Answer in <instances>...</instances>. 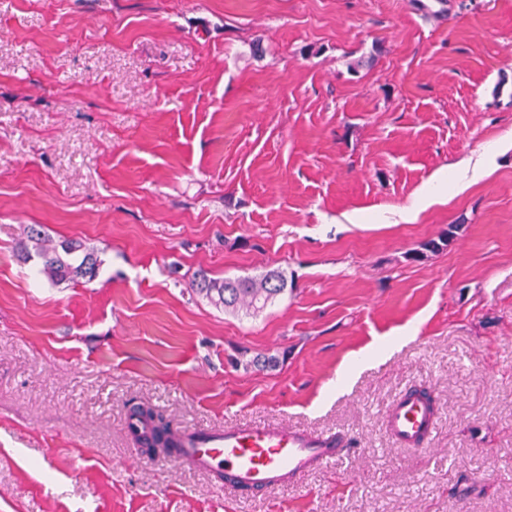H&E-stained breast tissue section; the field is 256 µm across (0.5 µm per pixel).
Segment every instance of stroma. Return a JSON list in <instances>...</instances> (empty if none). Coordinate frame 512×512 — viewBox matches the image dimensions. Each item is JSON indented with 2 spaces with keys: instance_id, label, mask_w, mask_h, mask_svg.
I'll return each instance as SVG.
<instances>
[{
  "instance_id": "stroma-1",
  "label": "stroma",
  "mask_w": 512,
  "mask_h": 512,
  "mask_svg": "<svg viewBox=\"0 0 512 512\" xmlns=\"http://www.w3.org/2000/svg\"><path fill=\"white\" fill-rule=\"evenodd\" d=\"M31 224L98 277L39 276ZM269 268L255 317L190 286ZM138 405L350 447L236 491L135 445ZM0 512H512V0H0ZM390 436L403 449L427 450L429 437L435 428L433 409L414 392L404 391L388 412Z\"/></svg>"
}]
</instances>
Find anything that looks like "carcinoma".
Here are the masks:
<instances>
[{
	"label": "carcinoma",
	"mask_w": 512,
	"mask_h": 512,
	"mask_svg": "<svg viewBox=\"0 0 512 512\" xmlns=\"http://www.w3.org/2000/svg\"><path fill=\"white\" fill-rule=\"evenodd\" d=\"M28 243L23 245L20 257L27 262L37 258L40 271L56 284L91 282L100 272L102 264L95 247L81 240H66L54 244L42 225L29 227ZM191 287L214 306L234 315L257 316L288 293V277L278 268L267 269L258 275L213 278L205 272L196 273ZM277 355L258 354L245 362V367L272 369L279 365ZM137 419L151 429V436L142 447L153 450L163 448L171 455L178 447V429L149 406L131 411Z\"/></svg>",
	"instance_id": "cac0c4a2"
}]
</instances>
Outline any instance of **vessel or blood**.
<instances>
[{
    "label": "vessel or blood",
    "mask_w": 512,
    "mask_h": 512,
    "mask_svg": "<svg viewBox=\"0 0 512 512\" xmlns=\"http://www.w3.org/2000/svg\"><path fill=\"white\" fill-rule=\"evenodd\" d=\"M389 433L402 448L425 450L435 428L433 409L404 391L388 412ZM338 434H311L287 426L243 425L220 432L186 429L175 461L224 474L242 490H269L297 481L317 464L342 454Z\"/></svg>",
    "instance_id": "vessel-or-blood-1"
}]
</instances>
